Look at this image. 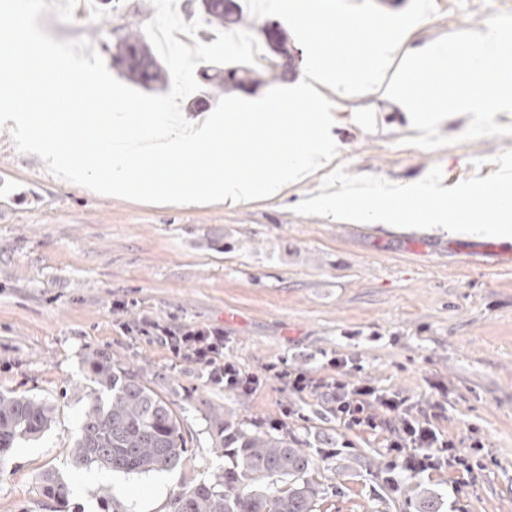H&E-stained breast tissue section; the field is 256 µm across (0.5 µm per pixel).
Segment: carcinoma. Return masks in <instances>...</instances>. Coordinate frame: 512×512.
Returning <instances> with one entry per match:
<instances>
[{"instance_id":"obj_1","label":"carcinoma","mask_w":512,"mask_h":512,"mask_svg":"<svg viewBox=\"0 0 512 512\" xmlns=\"http://www.w3.org/2000/svg\"><path fill=\"white\" fill-rule=\"evenodd\" d=\"M242 21V9L226 10L224 0H215L207 18L209 25L219 28ZM271 40L276 57L292 60L281 28H275ZM119 46L142 48L126 69L132 80L147 87L167 81L166 71L139 32L125 27ZM224 72L222 68L207 76L219 91L261 82L260 74L250 68H234L230 83ZM83 363L90 373L88 404L70 449L73 464L125 475L180 467L189 452L183 416L142 374L106 354L89 352ZM52 420L48 402L0 391V465L18 440L45 432ZM210 427L214 452L228 459L224 474L182 491L171 502L170 512H317L319 490L308 479L311 457L288 434L249 427L232 412L213 413ZM42 493L61 508L68 502L70 487L58 474L47 472Z\"/></svg>"}]
</instances>
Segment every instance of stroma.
I'll return each mask as SVG.
<instances>
[{
	"label": "stroma",
	"mask_w": 512,
	"mask_h": 512,
	"mask_svg": "<svg viewBox=\"0 0 512 512\" xmlns=\"http://www.w3.org/2000/svg\"><path fill=\"white\" fill-rule=\"evenodd\" d=\"M435 7L404 48L484 31L493 12H512V0ZM154 14L150 0H81L72 22L46 13L39 23L59 41L91 40L108 61L124 27H144ZM320 92L334 104L333 163L350 174L411 182L438 166L452 187L495 172L493 157L512 149V137L461 141L466 115L439 126L452 145L422 149L411 143L419 132L407 111L384 91ZM1 166L26 200L0 204V390L49 400L55 421L20 440L0 468V512H51L40 483L48 469L69 484L71 512H101L108 493L123 512H169L181 491L224 470L208 426L216 410L296 440L312 457L318 512H419L426 490L438 512H512V241L296 213L319 195L321 170L282 198L228 209L97 194L51 175L5 129ZM146 321L223 328L227 357L260 376L258 391L211 386L203 365L142 334ZM90 351L141 371L181 413L190 452L180 467L124 475L72 464ZM336 356L351 363L347 381L398 393L413 415L440 405L438 426L470 474L412 473L388 448L390 427L337 419L322 389L336 376ZM279 361L311 387L266 376Z\"/></svg>",
	"instance_id": "obj_1"
}]
</instances>
